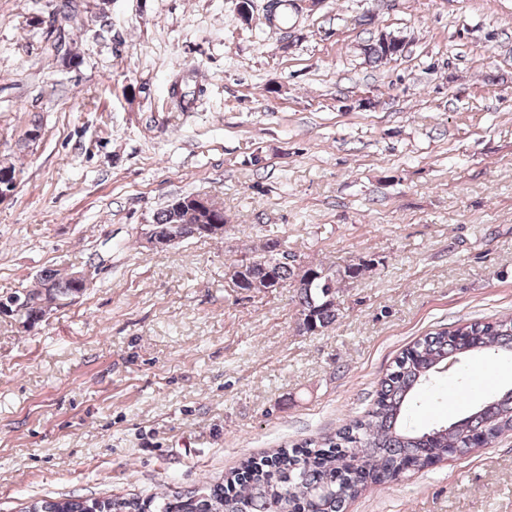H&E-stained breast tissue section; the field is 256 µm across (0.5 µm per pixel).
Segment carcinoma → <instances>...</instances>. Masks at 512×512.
Here are the masks:
<instances>
[{
    "label": "carcinoma",
    "mask_w": 512,
    "mask_h": 512,
    "mask_svg": "<svg viewBox=\"0 0 512 512\" xmlns=\"http://www.w3.org/2000/svg\"><path fill=\"white\" fill-rule=\"evenodd\" d=\"M364 52L376 62L390 60V46L382 35L366 44ZM172 224L183 225L184 238L195 237L194 217L171 203L156 214L151 227L164 237ZM285 252L279 239H267L248 276L269 277L282 288H295L300 330L313 334L336 320V284L362 276L369 266L350 264L332 272L312 264L302 273L295 262L285 260ZM36 279L37 287L18 293L21 299L38 300L45 291L62 298L85 292L58 269L44 268ZM473 353L512 357V316L473 321L452 332H431L415 342L379 380L371 409L313 454L277 448L220 482H203L174 494L49 497L32 500L19 512H344L346 495L336 491V483L346 482L353 471L379 483L397 476L409 459L422 468L429 460L448 455L450 448L465 455L512 431V388L485 400L472 414L450 417L431 429L412 423L411 408L446 362L459 364Z\"/></svg>",
    "instance_id": "1"
}]
</instances>
